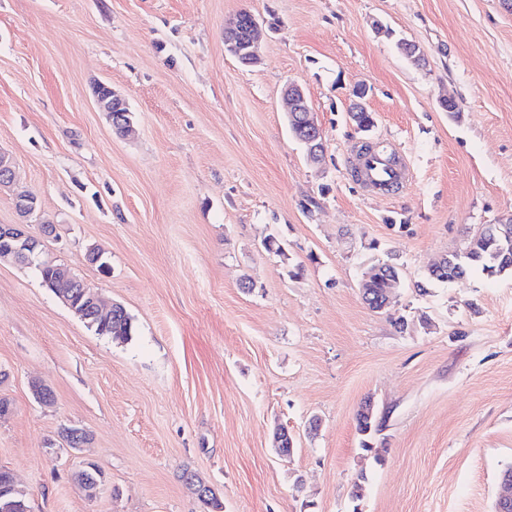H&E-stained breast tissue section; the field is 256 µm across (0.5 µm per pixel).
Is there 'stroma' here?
Masks as SVG:
<instances>
[{
	"label": "stroma",
	"instance_id": "1",
	"mask_svg": "<svg viewBox=\"0 0 512 512\" xmlns=\"http://www.w3.org/2000/svg\"><path fill=\"white\" fill-rule=\"evenodd\" d=\"M243 10L262 25L252 66L224 50ZM291 82L321 167L290 133ZM99 83L127 97L134 136L98 110ZM359 84L372 139L408 168L387 197L354 176ZM0 151L38 200L31 233L56 228L45 252L135 327L97 335L34 267L0 264V469L31 512H204L186 472L223 512H494L512 466V276L418 286L512 213L501 0H0ZM388 258L402 286L375 312L359 282ZM279 426L292 457L271 446ZM66 427L90 444L69 449ZM87 462L105 474L94 499L72 479ZM284 95L289 101L290 109L288 112V120L291 124L300 123L304 131L307 133L303 137V143L306 145V154L308 162L316 167H320L322 163L321 154L325 152L322 130L318 125L314 113L311 111L307 97L297 83H290L285 88ZM290 132L293 137L299 141L303 135L300 127L293 131L289 125ZM367 91L362 86H355L353 87L351 91V96L353 98L351 107L349 108L348 112V118L350 122L355 125L356 129L363 133V135L367 136L369 132L372 131V129L375 126V120H373V124L368 127H359L357 125L358 123V117L360 113H369L368 109L366 108L364 104V100L367 96Z\"/></svg>",
	"mask_w": 512,
	"mask_h": 512
}]
</instances>
